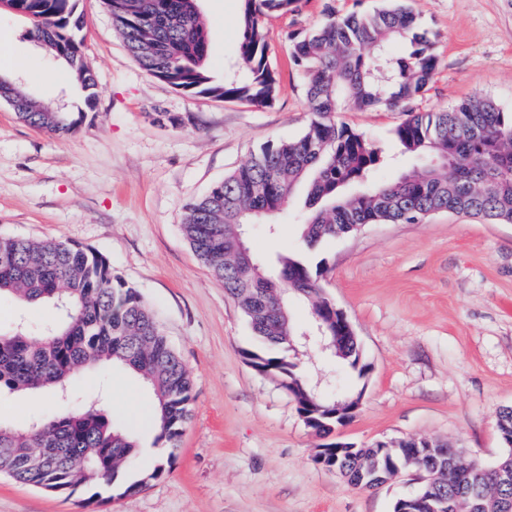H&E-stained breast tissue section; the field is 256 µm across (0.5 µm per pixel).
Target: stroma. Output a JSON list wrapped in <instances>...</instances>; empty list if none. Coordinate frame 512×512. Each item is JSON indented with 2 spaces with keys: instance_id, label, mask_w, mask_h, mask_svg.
<instances>
[{
  "instance_id": "obj_1",
  "label": "stroma",
  "mask_w": 512,
  "mask_h": 512,
  "mask_svg": "<svg viewBox=\"0 0 512 512\" xmlns=\"http://www.w3.org/2000/svg\"><path fill=\"white\" fill-rule=\"evenodd\" d=\"M436 35L438 65L416 105L450 107L487 97L512 112V0H404ZM386 0H302L266 17V50L280 78L269 106L187 94L143 72L102 0H79L84 61L96 76V103L49 81L60 69L28 36L31 20L0 9V53L27 54L39 81L9 79L58 111L79 117L69 135L31 126L0 101V237L54 240L106 257L155 313L194 384L192 416L175 458L155 445L143 383L114 366L83 372L62 400L48 392H0V422L22 428L34 414L97 405L114 423L140 426V459L167 461L143 490L103 493L96 512H392L418 487L405 472L376 491L354 489L317 465L322 443L279 381L245 360L254 341L238 303L197 258L181 224L186 205L245 164L261 146L299 137L313 114L287 34L315 29L327 10L370 13ZM210 29L214 78L238 57L241 0H198ZM338 121L394 154L387 182L412 167L396 156L402 112L350 108ZM302 195L277 215L278 237L247 230L254 257L273 263L293 246ZM325 263V294L344 310L362 346L366 377L301 342L308 381L324 394L362 395L340 427L342 440L424 437L492 465L504 447L500 411L512 407V223L443 212L421 224H368L325 241L311 255ZM85 490L47 492L0 475V512H86Z\"/></svg>"
}]
</instances>
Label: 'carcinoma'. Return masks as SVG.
Segmentation results:
<instances>
[{"label": "carcinoma", "instance_id": "cac0c4a2", "mask_svg": "<svg viewBox=\"0 0 512 512\" xmlns=\"http://www.w3.org/2000/svg\"><path fill=\"white\" fill-rule=\"evenodd\" d=\"M134 61L147 74L190 93L224 101L267 106L279 81L265 57L269 33L263 18L294 12L298 0H242L237 20L239 62L213 79L208 67V31L195 0H103ZM0 6L33 20L32 37L67 66L73 79L95 98L96 81L76 37L81 20L76 0H0ZM292 60L306 77L314 119L297 138L269 143L250 160L189 203L182 231L198 259L240 303L256 343L247 352L256 370L288 383L304 380L291 346L296 335L288 296L283 311L253 304L242 294L240 267L232 251L238 225L278 214L300 186L305 209L302 249L277 257L268 267L248 269L256 291L277 294L286 285L311 303L313 325L331 335L330 311L322 298L324 268L307 253L327 239L358 230L360 224H418L432 211L456 212L493 222H512V113L489 100L465 101L450 109L417 111L411 103L432 81L437 56L419 17L402 5L368 14L330 13L313 32L293 34ZM378 49L375 56L364 48ZM0 99L18 117L63 135L77 124L0 79ZM401 110L408 118L394 132L403 157L423 170L404 171L389 182H373L385 161L383 151L363 134L336 122L348 106ZM15 295L31 306L50 305L57 318L32 339L20 322L0 331V389L10 392L48 388L61 391L71 376L88 366L119 363L139 376L154 397L155 443L173 460L191 415L193 380L152 311L139 293L112 272L103 257L61 241L0 239V296ZM8 448H48V463L31 468ZM139 440L131 428L116 426L89 406L53 417L34 416L24 428L0 432V472L48 491H92L91 502L107 487L120 495L139 491L161 478L166 468L133 473ZM448 466V481L432 494L448 500H512V479L492 472L476 477L461 459L424 457L411 468Z\"/></svg>", "mask_w": 512, "mask_h": 512}]
</instances>
